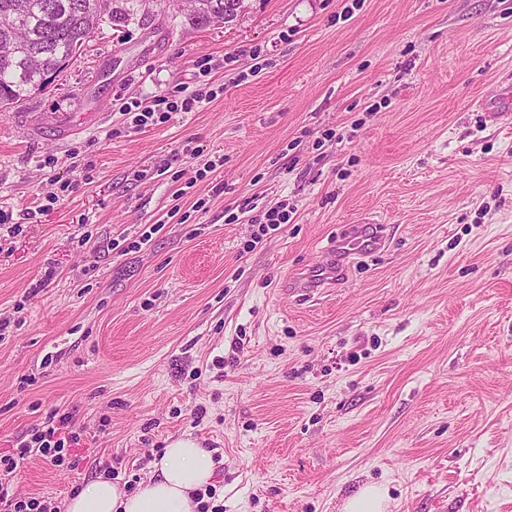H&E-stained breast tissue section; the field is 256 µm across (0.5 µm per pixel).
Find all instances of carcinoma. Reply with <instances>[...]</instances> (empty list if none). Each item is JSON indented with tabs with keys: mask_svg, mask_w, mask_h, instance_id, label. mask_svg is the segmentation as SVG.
<instances>
[{
	"mask_svg": "<svg viewBox=\"0 0 512 512\" xmlns=\"http://www.w3.org/2000/svg\"><path fill=\"white\" fill-rule=\"evenodd\" d=\"M102 0H0V15L20 12L26 40L12 56L0 55V110L46 85V75L63 69L81 54L89 35L103 18ZM229 0H203L206 10L191 20L205 26L233 20ZM141 0H112V25L134 20Z\"/></svg>",
	"mask_w": 512,
	"mask_h": 512,
	"instance_id": "cac0c4a2",
	"label": "carcinoma"
}]
</instances>
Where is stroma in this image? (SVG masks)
<instances>
[{
	"label": "stroma",
	"instance_id": "obj_1",
	"mask_svg": "<svg viewBox=\"0 0 512 512\" xmlns=\"http://www.w3.org/2000/svg\"><path fill=\"white\" fill-rule=\"evenodd\" d=\"M152 11L0 112V450L56 411L79 439L18 493L66 512L106 462L137 488L189 435L223 512H339L364 484L388 512H512V126L478 106L512 73V0ZM207 85L157 125L120 111ZM367 221L386 246L346 283L284 291ZM200 2L206 4V10L200 13V8L192 14L191 20L196 25L205 26L215 21L224 22V16H226L228 21L233 20L235 17L236 13L234 12L229 11L230 14L228 16L226 14V3L230 2L229 0H203ZM265 221L255 220V224H258V231L253 234V240L248 244L249 248L255 247L262 238L269 234V231H276L279 229L280 224H284L288 221L289 216L286 211H279L277 209L269 210L264 214Z\"/></svg>",
	"mask_w": 512,
	"mask_h": 512
}]
</instances>
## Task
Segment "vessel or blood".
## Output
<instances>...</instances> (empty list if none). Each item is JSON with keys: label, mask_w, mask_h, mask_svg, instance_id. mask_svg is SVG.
Wrapping results in <instances>:
<instances>
[{"label": "vessel or blood", "mask_w": 512, "mask_h": 512, "mask_svg": "<svg viewBox=\"0 0 512 512\" xmlns=\"http://www.w3.org/2000/svg\"><path fill=\"white\" fill-rule=\"evenodd\" d=\"M481 107L489 112L491 117L512 124V84L497 100H483ZM386 242L383 225H372L370 232H362L360 225H350L348 231L337 237L334 245L328 251L326 262L315 269L302 274L296 280L290 281L292 289L311 291L317 288H333L343 283L346 276V261L355 252H375L384 247Z\"/></svg>", "instance_id": "obj_1"}]
</instances>
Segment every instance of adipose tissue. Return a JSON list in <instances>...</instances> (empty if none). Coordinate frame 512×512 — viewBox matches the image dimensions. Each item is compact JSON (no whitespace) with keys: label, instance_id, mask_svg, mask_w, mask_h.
<instances>
[{"label":"adipose tissue","instance_id":"ef3b65f1","mask_svg":"<svg viewBox=\"0 0 512 512\" xmlns=\"http://www.w3.org/2000/svg\"><path fill=\"white\" fill-rule=\"evenodd\" d=\"M214 470L209 450L178 439L152 462L148 478L136 490L100 477L73 494L68 512H196L195 494L211 482Z\"/></svg>","mask_w":512,"mask_h":512}]
</instances>
